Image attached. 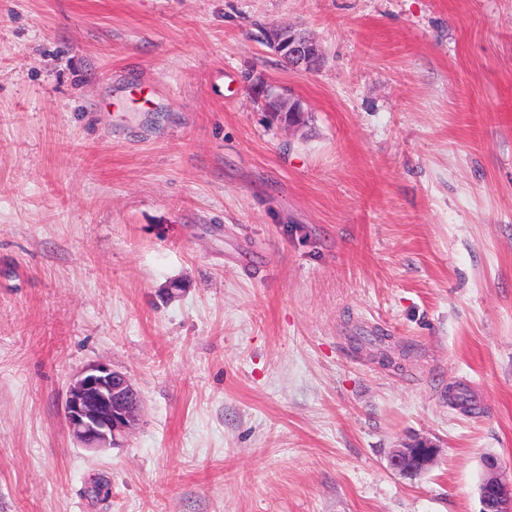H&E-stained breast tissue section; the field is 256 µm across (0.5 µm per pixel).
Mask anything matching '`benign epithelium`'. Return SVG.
I'll return each instance as SVG.
<instances>
[{
    "label": "benign epithelium",
    "mask_w": 512,
    "mask_h": 512,
    "mask_svg": "<svg viewBox=\"0 0 512 512\" xmlns=\"http://www.w3.org/2000/svg\"><path fill=\"white\" fill-rule=\"evenodd\" d=\"M266 43L296 69L312 71L321 61L319 46L303 32L288 26H276L264 34ZM257 96L270 117L289 128L303 122V102L275 85L262 84ZM141 395L125 374L106 363L86 366L69 386L63 407L67 426L80 445L100 451L117 447L132 429L141 408ZM439 448L427 441H416L394 448L388 456L389 467L404 477L429 470ZM485 475L479 484L480 512H512V476L499 461L483 463Z\"/></svg>",
    "instance_id": "7a95c632"
}]
</instances>
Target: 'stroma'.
<instances>
[{
    "mask_svg": "<svg viewBox=\"0 0 512 512\" xmlns=\"http://www.w3.org/2000/svg\"><path fill=\"white\" fill-rule=\"evenodd\" d=\"M94 362L143 401L103 452L62 414ZM417 440L435 465L392 473ZM487 455L512 470V0H0V512H480ZM266 43L290 66L304 71L316 69L321 61L319 46L303 32L288 26H276L264 34ZM257 96L263 104L264 112H268L272 120L288 128H298L302 124L307 110L299 98L271 84L260 85ZM439 450L427 441H415L402 448L392 449L388 456L389 467L404 477H415L428 471L434 464Z\"/></svg>",
    "mask_w": 512,
    "mask_h": 512,
    "instance_id": "obj_1",
    "label": "stroma"
}]
</instances>
